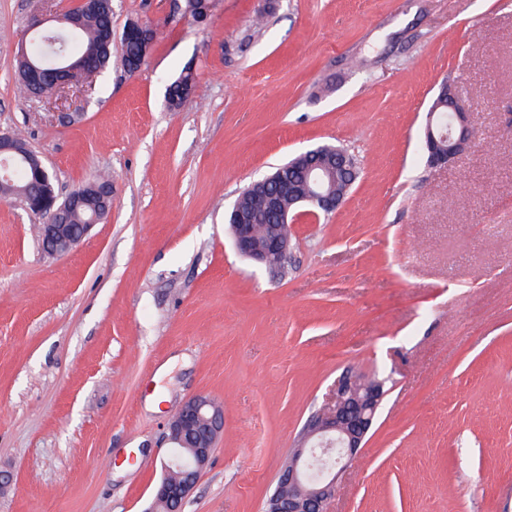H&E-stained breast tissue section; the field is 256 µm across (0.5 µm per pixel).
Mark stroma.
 <instances>
[{"mask_svg": "<svg viewBox=\"0 0 512 512\" xmlns=\"http://www.w3.org/2000/svg\"><path fill=\"white\" fill-rule=\"evenodd\" d=\"M79 0H0V130L66 195L101 172L112 210L50 258L0 198V512H146L167 425L204 395L224 430L182 512H265L280 466L349 371L382 382L329 512H512V0H112L157 34L55 101L21 97L16 53ZM198 88L170 109L184 66ZM469 150L420 151L442 81ZM359 176L290 226L285 276L240 256L248 184L319 145ZM110 467H102L104 456Z\"/></svg>", "mask_w": 512, "mask_h": 512, "instance_id": "stroma-1", "label": "stroma"}]
</instances>
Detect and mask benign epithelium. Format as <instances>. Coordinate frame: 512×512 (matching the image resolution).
Here are the masks:
<instances>
[{"label":"benign epithelium","mask_w":512,"mask_h":512,"mask_svg":"<svg viewBox=\"0 0 512 512\" xmlns=\"http://www.w3.org/2000/svg\"><path fill=\"white\" fill-rule=\"evenodd\" d=\"M60 27L49 31L47 42L53 46L64 45L62 31H72L74 22L65 16L56 17ZM156 38V29L140 21H131L124 29L122 43H139L143 53H148ZM99 72L93 65L70 70L65 77L57 79L58 87L88 80ZM450 110L448 134L438 135L436 112H427L424 147L428 153L429 165H444L462 155L472 142L470 112L460 93L448 99ZM29 145L21 144L14 134L0 131V165L7 166V160L16 156H26ZM319 148L303 153L306 172L313 183V190L303 196H296L293 188L288 195L296 197V202L307 207L305 214L315 218L335 212L343 202L326 188V177L332 166H337L356 180L358 172L345 150L332 153L321 159ZM277 181L271 174L252 183L250 189L263 205L275 208L278 199L265 192L264 186ZM105 208L89 224H70L68 216L80 204L78 191L73 189L61 198L48 181L37 184V190L21 196L22 207L41 219L39 242L44 255L49 257L64 254L76 247L90 229L107 217L112 210V187L104 189ZM289 215L281 217V223L266 236L263 245L254 242V225L250 224L239 211L232 212L231 232L237 252L261 265L266 264L268 255L277 254L285 263L289 262L292 243L286 234ZM384 397L383 384L365 383L355 375H346L338 380L336 393L322 413L313 417L307 425L300 441L293 448L286 464L279 472L276 487L268 500L267 512H327L328 504L336 494V481L333 471L354 456L363 447L365 438L375 423ZM208 414L210 432L208 440L194 449V456L184 458L174 453L170 455L168 468L186 471L185 480L170 484L160 482L154 499L176 501L178 505L188 499L197 485L200 473L207 467L213 447L224 428V408L209 397L196 395L184 402L179 412L169 421L168 430L171 442L176 443L184 429Z\"/></svg>","instance_id":"7a95c632"}]
</instances>
